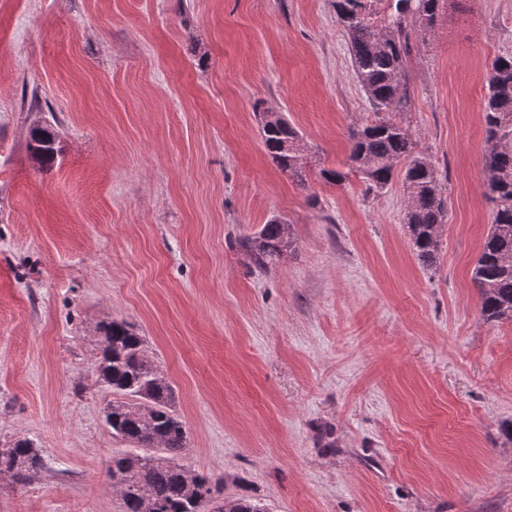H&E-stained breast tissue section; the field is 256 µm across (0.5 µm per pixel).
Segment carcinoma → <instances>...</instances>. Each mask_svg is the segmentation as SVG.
Returning <instances> with one entry per match:
<instances>
[{"label": "carcinoma", "instance_id": "1", "mask_svg": "<svg viewBox=\"0 0 512 512\" xmlns=\"http://www.w3.org/2000/svg\"><path fill=\"white\" fill-rule=\"evenodd\" d=\"M440 0H388L377 15L368 0H336V16L347 38L354 71L375 120L350 131L349 171L380 191L403 167L408 192L404 224L417 258L425 267L438 259L441 231L448 220L443 176L431 155L417 149L410 130L397 120L411 102L406 59L411 42L425 37L437 18ZM484 106L486 145L483 172L493 221L472 269L489 321L512 320V55L498 56L487 73ZM260 127L267 154L283 171L304 181L308 157L296 149L299 131L280 113ZM28 149L41 165L57 156L53 134L31 130ZM252 263L266 269L294 250L289 225L271 219L240 241ZM103 335L97 372L116 398L104 416L112 435L143 450L112 458L108 486L121 512H267L244 497H221L223 480L177 462L187 450V431L172 407L173 388L147 351L145 339L125 320L99 327ZM44 467L39 449L19 439L0 453V474L19 484Z\"/></svg>", "mask_w": 512, "mask_h": 512}]
</instances>
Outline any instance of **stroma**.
Wrapping results in <instances>:
<instances>
[{
	"instance_id": "stroma-1",
	"label": "stroma",
	"mask_w": 512,
	"mask_h": 512,
	"mask_svg": "<svg viewBox=\"0 0 512 512\" xmlns=\"http://www.w3.org/2000/svg\"><path fill=\"white\" fill-rule=\"evenodd\" d=\"M512 0H441L407 58L402 119L447 177L439 259H417L401 178L345 169L373 120L334 0H0V512H121L106 465L98 326L136 325L188 431L180 461L267 512H512V322L471 270L493 219L487 69ZM311 149L306 182L261 142L257 107ZM55 137L43 169L30 130ZM295 249L255 268L272 217ZM43 467L42 455L29 439L16 440L3 454L0 448V474L12 477L20 485Z\"/></svg>"
}]
</instances>
